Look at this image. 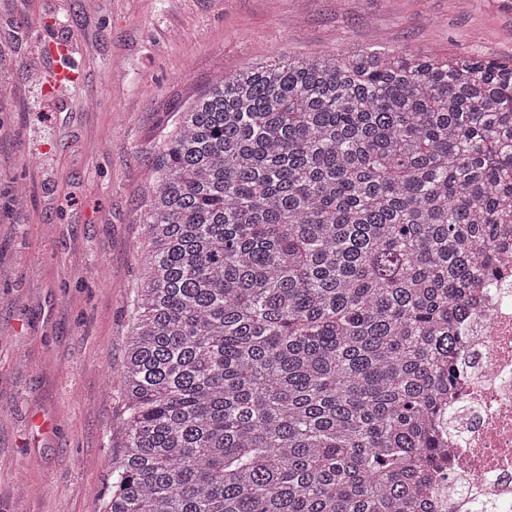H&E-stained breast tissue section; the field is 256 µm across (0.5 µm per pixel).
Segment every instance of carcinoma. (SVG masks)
<instances>
[{"mask_svg": "<svg viewBox=\"0 0 512 512\" xmlns=\"http://www.w3.org/2000/svg\"><path fill=\"white\" fill-rule=\"evenodd\" d=\"M154 170L103 512H420L512 223V58L262 62Z\"/></svg>", "mask_w": 512, "mask_h": 512, "instance_id": "obj_1", "label": "carcinoma"}]
</instances>
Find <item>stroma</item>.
Segmentation results:
<instances>
[{"mask_svg": "<svg viewBox=\"0 0 512 512\" xmlns=\"http://www.w3.org/2000/svg\"><path fill=\"white\" fill-rule=\"evenodd\" d=\"M360 48L507 59L512 0H0V512H103L177 113L218 75Z\"/></svg>", "mask_w": 512, "mask_h": 512, "instance_id": "1", "label": "stroma"}]
</instances>
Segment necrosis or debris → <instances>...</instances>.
<instances>
[{
  "label": "necrosis or debris",
  "instance_id": "obj_1",
  "mask_svg": "<svg viewBox=\"0 0 512 512\" xmlns=\"http://www.w3.org/2000/svg\"><path fill=\"white\" fill-rule=\"evenodd\" d=\"M497 278L477 289L462 329L465 380L451 394L457 422L446 434L445 460L431 474L424 512H472L488 504L512 512V226Z\"/></svg>",
  "mask_w": 512,
  "mask_h": 512
}]
</instances>
